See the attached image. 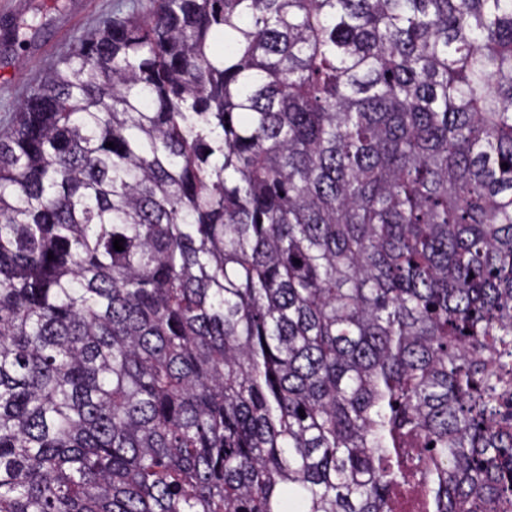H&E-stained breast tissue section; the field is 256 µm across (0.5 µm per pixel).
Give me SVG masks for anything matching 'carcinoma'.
Returning a JSON list of instances; mask_svg holds the SVG:
<instances>
[{"label":"carcinoma","mask_w":512,"mask_h":512,"mask_svg":"<svg viewBox=\"0 0 512 512\" xmlns=\"http://www.w3.org/2000/svg\"><path fill=\"white\" fill-rule=\"evenodd\" d=\"M414 481L512 512V0H131L0 136V512Z\"/></svg>","instance_id":"cac0c4a2"}]
</instances>
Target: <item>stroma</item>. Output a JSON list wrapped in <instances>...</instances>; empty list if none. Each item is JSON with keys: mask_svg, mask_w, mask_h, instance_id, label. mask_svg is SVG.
I'll use <instances>...</instances> for the list:
<instances>
[{"mask_svg": "<svg viewBox=\"0 0 512 512\" xmlns=\"http://www.w3.org/2000/svg\"><path fill=\"white\" fill-rule=\"evenodd\" d=\"M122 0H0V132H8L29 89L56 68L74 37L91 36ZM40 28L14 38L31 18Z\"/></svg>", "mask_w": 512, "mask_h": 512, "instance_id": "1", "label": "stroma"}]
</instances>
